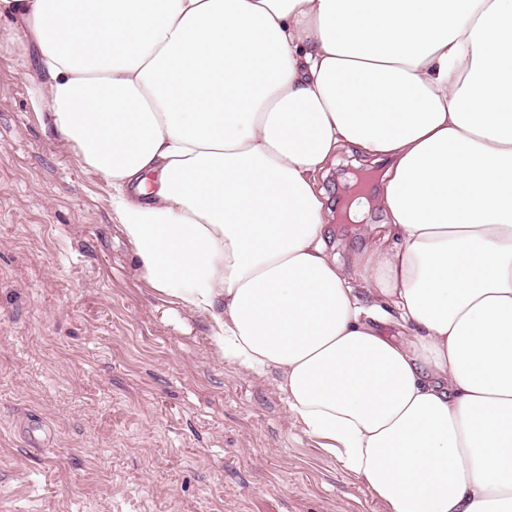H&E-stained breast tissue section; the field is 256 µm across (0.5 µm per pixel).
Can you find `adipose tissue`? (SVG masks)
<instances>
[{"label": "adipose tissue", "mask_w": 512, "mask_h": 512, "mask_svg": "<svg viewBox=\"0 0 512 512\" xmlns=\"http://www.w3.org/2000/svg\"><path fill=\"white\" fill-rule=\"evenodd\" d=\"M158 298L390 512H512V0H0ZM386 160L350 263L319 175Z\"/></svg>", "instance_id": "1"}]
</instances>
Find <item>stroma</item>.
<instances>
[{
    "label": "stroma",
    "instance_id": "obj_1",
    "mask_svg": "<svg viewBox=\"0 0 512 512\" xmlns=\"http://www.w3.org/2000/svg\"><path fill=\"white\" fill-rule=\"evenodd\" d=\"M0 55V512H388L139 274Z\"/></svg>",
    "mask_w": 512,
    "mask_h": 512
}]
</instances>
